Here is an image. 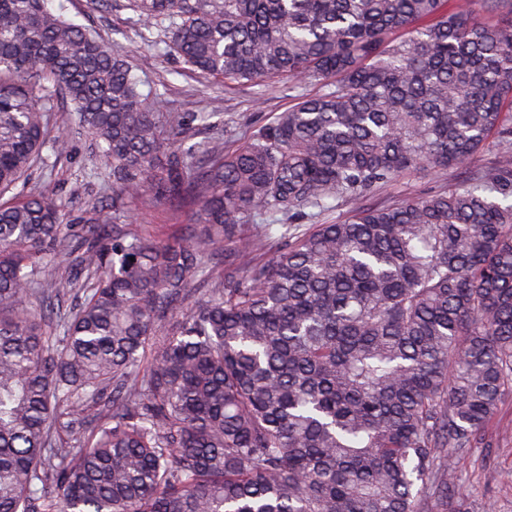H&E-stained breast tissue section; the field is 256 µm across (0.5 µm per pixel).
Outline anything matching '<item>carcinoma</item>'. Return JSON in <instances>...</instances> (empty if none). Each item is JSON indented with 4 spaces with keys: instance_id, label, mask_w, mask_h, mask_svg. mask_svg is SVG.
I'll return each mask as SVG.
<instances>
[{
    "instance_id": "1",
    "label": "carcinoma",
    "mask_w": 512,
    "mask_h": 512,
    "mask_svg": "<svg viewBox=\"0 0 512 512\" xmlns=\"http://www.w3.org/2000/svg\"><path fill=\"white\" fill-rule=\"evenodd\" d=\"M129 3L214 80L321 90L230 155L183 150L186 116L128 59L47 0H0V512L454 502L450 461L512 394V0ZM54 98L112 201H189L191 222L156 240L31 185L46 144L70 153ZM493 141L457 187L365 203ZM340 200L352 219L302 225Z\"/></svg>"
}]
</instances>
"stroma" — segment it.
Wrapping results in <instances>:
<instances>
[{
    "instance_id": "1",
    "label": "stroma",
    "mask_w": 512,
    "mask_h": 512,
    "mask_svg": "<svg viewBox=\"0 0 512 512\" xmlns=\"http://www.w3.org/2000/svg\"><path fill=\"white\" fill-rule=\"evenodd\" d=\"M50 7L63 11L75 24L99 33L112 53L125 56L138 68L145 95L160 94L165 112H219L224 116L221 131L203 137L194 131L178 135L176 142L189 146L209 139L212 146L230 153L247 143L260 126L288 110L297 92H316L313 84L294 89L288 78H277L260 87L251 84L225 85L207 80L188 69L167 46L158 29H145L128 0H112L108 7L93 9L89 0H50ZM71 133L72 153L58 161L53 173H34L32 183L78 213L87 202L104 194L102 159L90 137L79 132L74 121H66ZM459 170L419 171L376 191V203L389 204L440 191L461 182ZM194 205L175 206L152 196L125 198L116 203L110 218L116 224H133L144 235L163 238L188 223ZM490 430L495 444L469 449L459 463L457 489L466 512H512V396L500 404Z\"/></svg>"
}]
</instances>
